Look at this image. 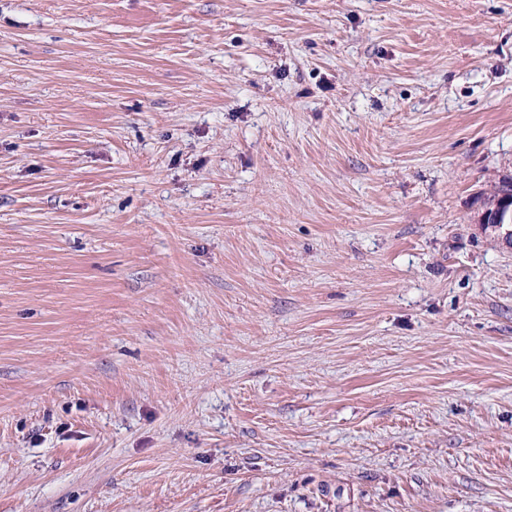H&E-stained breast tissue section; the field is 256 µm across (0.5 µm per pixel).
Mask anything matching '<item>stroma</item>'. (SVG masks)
Masks as SVG:
<instances>
[{
  "label": "stroma",
  "instance_id": "stroma-1",
  "mask_svg": "<svg viewBox=\"0 0 512 512\" xmlns=\"http://www.w3.org/2000/svg\"><path fill=\"white\" fill-rule=\"evenodd\" d=\"M512 0H0V512H512ZM504 189L493 199H483L478 223L482 228H491L502 233V239L512 247V190L510 179L502 181Z\"/></svg>",
  "mask_w": 512,
  "mask_h": 512
}]
</instances>
